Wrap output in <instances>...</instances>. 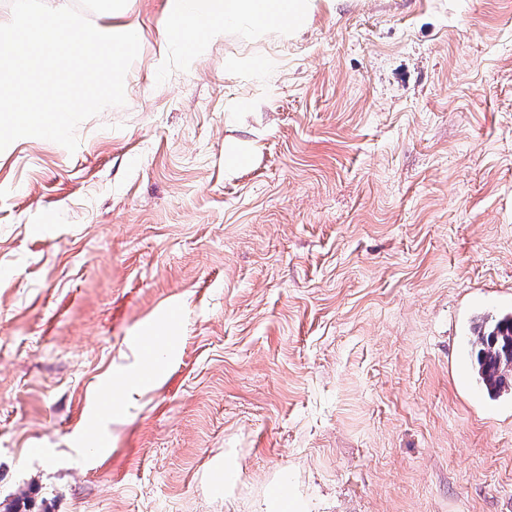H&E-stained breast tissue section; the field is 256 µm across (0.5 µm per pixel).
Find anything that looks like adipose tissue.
Wrapping results in <instances>:
<instances>
[{
  "instance_id": "obj_1",
  "label": "adipose tissue",
  "mask_w": 512,
  "mask_h": 512,
  "mask_svg": "<svg viewBox=\"0 0 512 512\" xmlns=\"http://www.w3.org/2000/svg\"><path fill=\"white\" fill-rule=\"evenodd\" d=\"M320 0H168L170 15L183 18L186 33L205 31L210 40L224 39L242 23L253 32L294 31Z\"/></svg>"
}]
</instances>
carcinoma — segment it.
<instances>
[{"mask_svg": "<svg viewBox=\"0 0 512 512\" xmlns=\"http://www.w3.org/2000/svg\"><path fill=\"white\" fill-rule=\"evenodd\" d=\"M472 346L482 387L493 396L512 387V315L478 320L473 327Z\"/></svg>", "mask_w": 512, "mask_h": 512, "instance_id": "carcinoma-1", "label": "carcinoma"}]
</instances>
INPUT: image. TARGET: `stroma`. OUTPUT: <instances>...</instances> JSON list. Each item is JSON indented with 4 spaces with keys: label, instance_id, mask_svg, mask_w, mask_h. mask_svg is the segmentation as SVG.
<instances>
[{
    "label": "stroma",
    "instance_id": "1",
    "mask_svg": "<svg viewBox=\"0 0 512 512\" xmlns=\"http://www.w3.org/2000/svg\"><path fill=\"white\" fill-rule=\"evenodd\" d=\"M115 19L125 105L0 151V501L512 512V393L471 346L512 312V0ZM323 0H168L170 15L183 18L185 32L203 30L212 41L248 22L261 34L269 30L294 31ZM220 21L221 24L216 22Z\"/></svg>",
    "mask_w": 512,
    "mask_h": 512
}]
</instances>
